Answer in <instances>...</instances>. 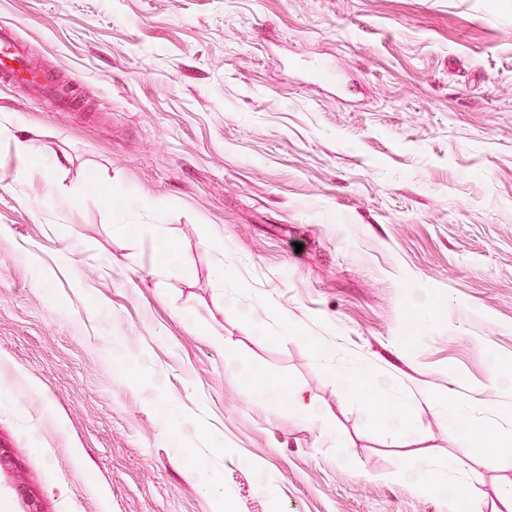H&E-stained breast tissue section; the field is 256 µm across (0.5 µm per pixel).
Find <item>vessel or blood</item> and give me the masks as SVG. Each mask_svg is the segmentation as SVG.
Listing matches in <instances>:
<instances>
[{
  "label": "vessel or blood",
  "mask_w": 512,
  "mask_h": 512,
  "mask_svg": "<svg viewBox=\"0 0 512 512\" xmlns=\"http://www.w3.org/2000/svg\"><path fill=\"white\" fill-rule=\"evenodd\" d=\"M8 80L36 94H56L61 107L74 106L75 99L59 89L40 60L32 56L27 48L8 27L0 26V79Z\"/></svg>",
  "instance_id": "1"
}]
</instances>
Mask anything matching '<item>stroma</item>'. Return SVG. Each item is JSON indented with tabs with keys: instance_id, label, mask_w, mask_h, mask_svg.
Masks as SVG:
<instances>
[{
	"instance_id": "stroma-1",
	"label": "stroma",
	"mask_w": 512,
	"mask_h": 512,
	"mask_svg": "<svg viewBox=\"0 0 512 512\" xmlns=\"http://www.w3.org/2000/svg\"><path fill=\"white\" fill-rule=\"evenodd\" d=\"M1 24L80 86L58 111L0 80V512H466L403 482L421 458L505 512L512 448L474 466L439 411L480 400L477 454L512 433V0H0ZM336 367L391 378L410 435ZM411 411L409 402L395 405L390 411L380 413L377 410H368L366 416L368 418H383L384 425L394 433H404V423Z\"/></svg>"
}]
</instances>
